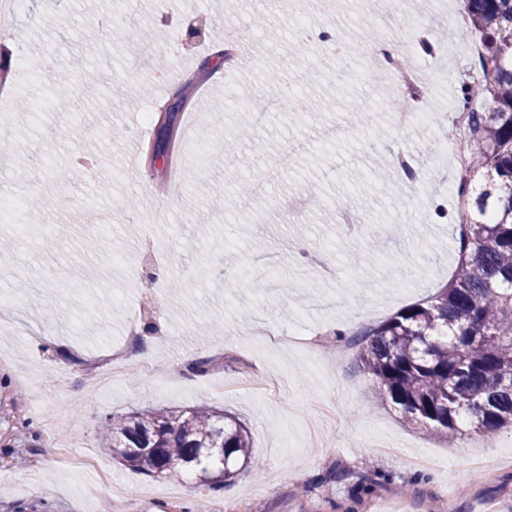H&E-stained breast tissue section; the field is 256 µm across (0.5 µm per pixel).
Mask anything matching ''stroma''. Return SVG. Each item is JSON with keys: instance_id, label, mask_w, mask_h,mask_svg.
<instances>
[{"instance_id": "obj_1", "label": "stroma", "mask_w": 512, "mask_h": 512, "mask_svg": "<svg viewBox=\"0 0 512 512\" xmlns=\"http://www.w3.org/2000/svg\"><path fill=\"white\" fill-rule=\"evenodd\" d=\"M296 2L24 0L0 44V141L15 149L0 169V295L25 326L0 337V512H512L511 429L491 444L430 437L375 399L355 355L315 367L249 334L266 322L337 345L431 296L458 259L459 171L428 129H393L390 78L368 66L380 37L428 43L412 61L432 70L430 108L454 115L481 73L454 41L448 0H401L392 14L304 0L311 29L348 51L299 59ZM229 29L241 67L187 83L171 133L144 123L170 104L159 71L191 75ZM398 153L415 159L414 183L400 181ZM261 177L257 221L241 186ZM297 193L305 204L284 217ZM342 208L363 226L351 242ZM147 235L163 254L140 253ZM136 316L155 329L130 341ZM125 342L150 349V374L96 394L89 359ZM200 357L221 366L186 378ZM263 374L288 384L257 396ZM203 402L250 429L249 471L224 488L150 477L102 445L105 415ZM379 441L405 456H380Z\"/></svg>"}]
</instances>
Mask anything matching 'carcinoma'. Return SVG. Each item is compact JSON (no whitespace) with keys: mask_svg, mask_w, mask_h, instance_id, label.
<instances>
[{"mask_svg":"<svg viewBox=\"0 0 512 512\" xmlns=\"http://www.w3.org/2000/svg\"><path fill=\"white\" fill-rule=\"evenodd\" d=\"M480 33L482 81L462 87L471 111L468 189L459 260L448 284L410 304L356 342L377 399L428 435L449 442L468 431L512 428V0H462ZM101 436L132 468L166 478L196 474L220 489L248 460V427L206 404L107 415ZM224 445V457L205 450Z\"/></svg>","mask_w":512,"mask_h":512,"instance_id":"carcinoma-1","label":"carcinoma"}]
</instances>
